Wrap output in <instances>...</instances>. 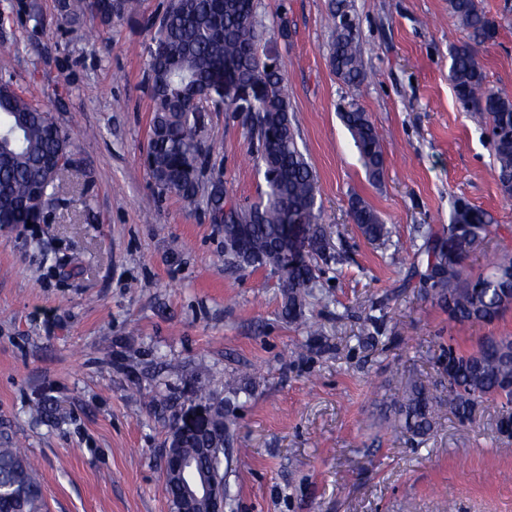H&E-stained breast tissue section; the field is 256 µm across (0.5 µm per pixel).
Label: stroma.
<instances>
[{
	"mask_svg": "<svg viewBox=\"0 0 512 512\" xmlns=\"http://www.w3.org/2000/svg\"><path fill=\"white\" fill-rule=\"evenodd\" d=\"M478 2L497 27L480 50L486 81L512 94V0ZM38 3L46 26L31 33L0 0V77L48 105L77 165L46 222L0 226V445L34 461L46 512H173L162 491L169 423L200 388L224 396L231 374L249 390L230 399L224 512H512L495 402L466 422L444 412L421 438L391 409L412 379L447 395L449 347L512 336V308L455 323L413 275L417 246L459 197L493 225L469 272L512 250V200L491 172L486 130L448 80L449 49L468 39L448 0H352L366 71L356 88L328 66V0H256L321 222L346 256L323 268L314 337L282 317L276 274L225 265L224 227L205 202L155 195L143 164L149 32L134 18L71 25L56 0ZM352 103L384 133L380 181L340 120ZM204 124L227 195L255 200L265 183L243 113L209 111ZM354 195L387 224V244L352 223Z\"/></svg>",
	"mask_w": 512,
	"mask_h": 512,
	"instance_id": "35a3bbf8",
	"label": "stroma"
}]
</instances>
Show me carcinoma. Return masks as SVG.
Segmentation results:
<instances>
[{
	"mask_svg": "<svg viewBox=\"0 0 512 512\" xmlns=\"http://www.w3.org/2000/svg\"><path fill=\"white\" fill-rule=\"evenodd\" d=\"M140 0H58L59 15L76 23L88 14L106 27L138 13ZM449 9L467 29L469 41L450 48L449 78L456 98L485 125L493 172L504 195L512 197V96L486 83L483 63L475 49L496 37V27L478 0H448ZM10 8L21 13L31 31L46 19L36 0H17ZM328 63L346 85L365 79L362 49L352 0H329ZM151 32L146 47L147 84L151 100L146 167L157 196H177L188 206L206 197L208 219L224 225V263L242 269L268 268L282 288V311L311 336L315 323L306 317L318 299L321 264L342 261L329 251L319 224L321 206L316 175L298 144L299 134L289 116L288 79L278 56L261 48L264 31L257 20L255 0H168L159 14L141 16ZM260 88L248 124L256 143L254 162L263 173L266 190L249 205L233 204L224 211V178L211 163V146L203 135V113L213 108L236 112L228 89ZM340 117L349 130L369 177L384 175L382 136L368 114L352 107ZM75 147L48 110L6 79H0V224H25L24 207L34 192L48 204L58 193L62 177L74 167ZM351 220L372 242H385L387 225L360 197L349 201ZM303 224L307 258L282 265L278 244L287 226ZM489 220L466 199L454 201L449 224L429 231L415 270L419 287L448 308L458 323L491 322L512 307V253L497 254L489 271L468 273L465 260L477 247L476 237L489 233ZM448 407L460 420L471 418L477 405L497 401V440L512 442V336H488L463 352L448 346ZM197 398L214 407V431L209 436L182 437L179 451L215 462V475L224 481V449L231 446L235 421L224 400L205 390ZM395 418L406 432L425 436L440 413L438 397L413 380L394 399ZM164 493L174 512L182 508L178 482L166 479ZM0 512H43V494L35 467L20 448L0 447Z\"/></svg>",
	"mask_w": 512,
	"mask_h": 512,
	"instance_id": "carcinoma-1",
	"label": "carcinoma"
}]
</instances>
